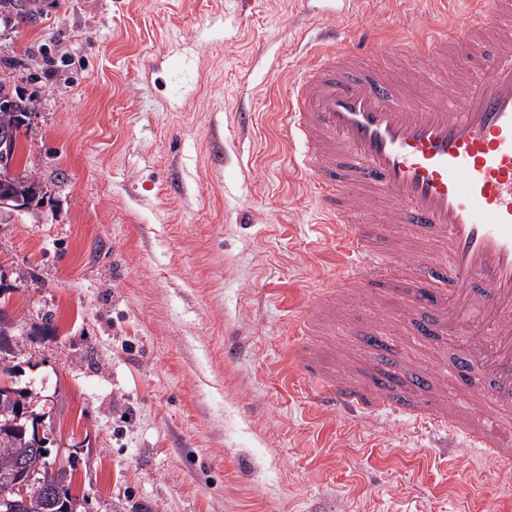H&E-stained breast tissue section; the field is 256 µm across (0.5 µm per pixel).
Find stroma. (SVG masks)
Wrapping results in <instances>:
<instances>
[{
  "label": "stroma",
  "mask_w": 512,
  "mask_h": 512,
  "mask_svg": "<svg viewBox=\"0 0 512 512\" xmlns=\"http://www.w3.org/2000/svg\"><path fill=\"white\" fill-rule=\"evenodd\" d=\"M0 17V79L38 102L0 211V306L83 512H512V470L382 413L314 417L294 323L332 274L319 201L278 121L316 33L375 22L386 54L433 0H41ZM400 307L317 324L359 381L377 326L421 369L455 343L395 335ZM239 351L224 353L225 341ZM44 193V187L35 182L28 191H25L23 193L19 194H8L5 195L3 201L4 202H13L14 207H7V206H1L2 208H8V209H15V210H30L32 209L36 203L38 202L39 198Z\"/></svg>",
  "instance_id": "1"
}]
</instances>
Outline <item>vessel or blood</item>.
<instances>
[{
  "mask_svg": "<svg viewBox=\"0 0 512 512\" xmlns=\"http://www.w3.org/2000/svg\"><path fill=\"white\" fill-rule=\"evenodd\" d=\"M407 46L424 64L394 73L375 63L382 44L373 25L330 36L288 87L284 122L296 165L349 244L298 333L312 335L337 300L397 296L422 335L462 338L459 355L485 384L473 390L451 367L435 383L457 378L456 393L420 397L423 376L383 350L362 383L332 378L311 398L322 409L423 423L511 469L499 417L512 412V0H468L411 31ZM453 70L469 76L452 83ZM394 224L425 229L418 250L399 257L385 248L384 229ZM398 258L444 280L433 304L387 277Z\"/></svg>",
  "mask_w": 512,
  "mask_h": 512,
  "instance_id": "vessel-or-blood-1",
  "label": "vessel or blood"
}]
</instances>
